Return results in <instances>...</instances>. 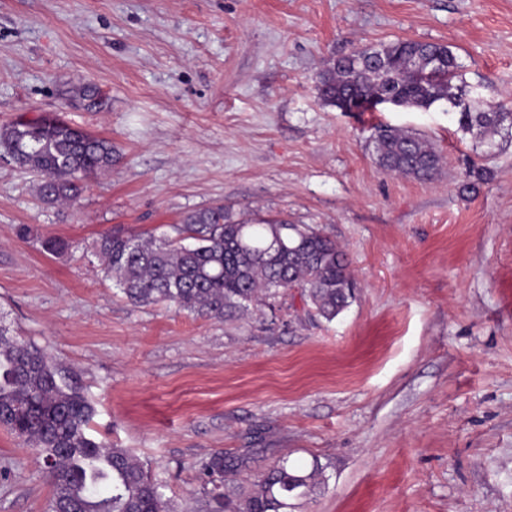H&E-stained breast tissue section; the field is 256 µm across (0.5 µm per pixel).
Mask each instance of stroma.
<instances>
[{
	"label": "stroma",
	"instance_id": "stroma-1",
	"mask_svg": "<svg viewBox=\"0 0 512 512\" xmlns=\"http://www.w3.org/2000/svg\"><path fill=\"white\" fill-rule=\"evenodd\" d=\"M398 39L448 45L483 106L512 111V0H0V125L56 116L116 152L69 207L0 156V322L75 372L91 434L174 512H209L198 464L218 449L236 479L319 459L328 486L295 512H512V142L470 190L482 152L444 104L343 112L316 87L327 59ZM82 82L103 109L69 102ZM380 126L433 143L439 175L383 173ZM218 202L322 229L353 304L330 323L296 290L221 321L136 306L91 253ZM50 496L0 427V512Z\"/></svg>",
	"mask_w": 512,
	"mask_h": 512
}]
</instances>
